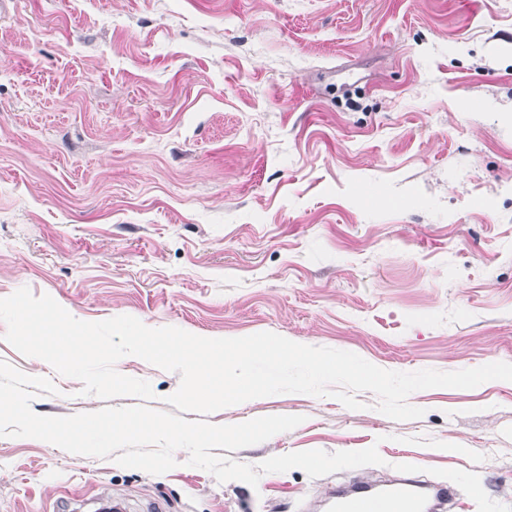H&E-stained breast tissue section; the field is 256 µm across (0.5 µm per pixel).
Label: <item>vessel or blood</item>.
Returning <instances> with one entry per match:
<instances>
[{"label": "vessel or blood", "instance_id": "b4317fda", "mask_svg": "<svg viewBox=\"0 0 512 512\" xmlns=\"http://www.w3.org/2000/svg\"><path fill=\"white\" fill-rule=\"evenodd\" d=\"M453 493L446 484L428 485L411 476L364 482L333 492L329 512H437Z\"/></svg>", "mask_w": 512, "mask_h": 512}]
</instances>
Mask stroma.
I'll return each instance as SVG.
<instances>
[{
	"label": "stroma",
	"mask_w": 512,
	"mask_h": 512,
	"mask_svg": "<svg viewBox=\"0 0 512 512\" xmlns=\"http://www.w3.org/2000/svg\"><path fill=\"white\" fill-rule=\"evenodd\" d=\"M129 315L206 338L272 332L390 371L512 363V0H7L0 9V298ZM51 378L32 410L139 405ZM166 410L180 375L132 355ZM279 394L207 417L300 415L231 452L377 447L384 463L258 486L187 466L0 438V512H315L336 484L401 469L448 512H512V382L431 388L395 421L358 395ZM441 448H434V441ZM483 454L481 463L466 450Z\"/></svg>",
	"instance_id": "35a3bbf8"
}]
</instances>
